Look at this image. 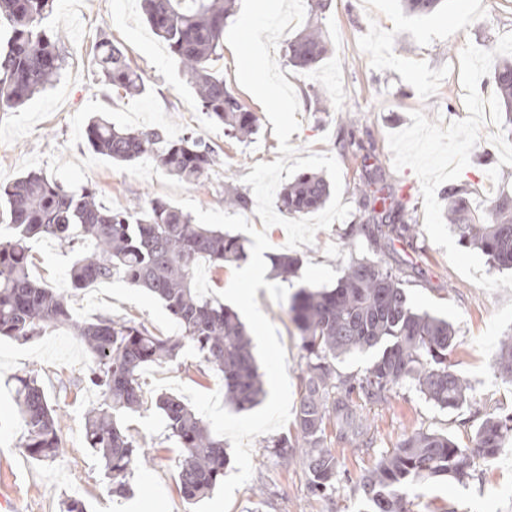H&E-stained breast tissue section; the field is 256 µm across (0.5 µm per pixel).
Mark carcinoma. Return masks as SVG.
Here are the masks:
<instances>
[{
    "mask_svg": "<svg viewBox=\"0 0 512 512\" xmlns=\"http://www.w3.org/2000/svg\"><path fill=\"white\" fill-rule=\"evenodd\" d=\"M235 0H143L146 20L182 63L201 110L224 125L225 134L244 142L258 128V117L226 87L215 70L222 58L224 23ZM443 0H403L406 10L428 15ZM54 0H0V21L12 27L9 50L0 54V111L22 105L52 85L65 64L59 43L44 27ZM327 0H315V21L288 40V63L305 72L318 68L330 51L323 27ZM99 80L126 93L145 90L142 72L108 40L97 46ZM496 90L507 124L512 125V58L496 56L482 78ZM88 143L116 163L152 156L167 172L186 181L207 174L213 158L199 138L167 137L159 128L120 127L102 116L86 128ZM367 223L354 224L375 247L413 235L403 207L386 204L371 183L356 188ZM321 175L302 172L279 195V206L290 214L321 208L330 197ZM448 208L443 219L467 247L479 249L498 268L512 269V196L502 195L488 210L470 203L467 190H444ZM249 196L232 188L224 206L249 208ZM0 213L12 229L0 240V337L30 341L49 329H66L88 355L86 383L99 401L85 412L87 447L97 453L112 491L125 490V479L145 456L125 426L126 416L148 404L140 374L149 363L177 361L193 347L206 366L224 376V399L238 411L253 407L264 394L263 375L252 343L238 315L205 297L196 288L194 266L207 259L222 268L243 262V240L222 229L192 223L191 217L160 198L138 201L122 211L97 203L89 189L76 192L43 173L30 172L0 185ZM42 237L69 248L81 246L68 271L70 290L60 291L34 281L28 274V241ZM272 266L282 278L296 274L298 257L279 253ZM118 278L147 290L161 301L180 333L165 336L133 320L99 317L73 319L70 299L91 285ZM287 314L299 333L305 359L303 386L292 430L271 442L285 466L301 449V464L310 491L326 497L336 490L338 461L328 441V427L353 448L373 443L374 430L363 411L368 403L387 400L405 382L442 409L468 402L469 386L451 370L456 332L448 320L411 307L399 267L369 258L351 260L332 288L300 287L288 298ZM375 352L359 379L342 376L336 361L353 353ZM494 368L512 380V333L498 344ZM15 401L26 436L23 452L37 462H53L65 453L59 406L28 372L14 378ZM154 404L166 419L169 437L181 448L177 479L184 498L207 496L224 480L227 457L224 439L181 399L160 394ZM512 442V415H486L474 434V445L462 448L446 434L418 431L384 452L360 481L367 512H409L408 495L416 484L446 476L458 481L468 475L475 458L491 460Z\"/></svg>",
    "mask_w": 512,
    "mask_h": 512,
    "instance_id": "obj_1",
    "label": "carcinoma"
}]
</instances>
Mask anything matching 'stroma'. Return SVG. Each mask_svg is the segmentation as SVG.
Listing matches in <instances>:
<instances>
[{
	"label": "stroma",
	"mask_w": 512,
	"mask_h": 512,
	"mask_svg": "<svg viewBox=\"0 0 512 512\" xmlns=\"http://www.w3.org/2000/svg\"><path fill=\"white\" fill-rule=\"evenodd\" d=\"M45 27L60 36L65 66L60 78L24 106L0 112V183L6 184L30 171L49 173L50 158L79 161L94 154L85 127L92 115L140 129L161 127L170 138L191 133L210 147L214 163L194 184H183L181 194L202 209H223L228 186L250 192L244 181L255 163L273 162L278 141L264 107L236 79L235 56L223 47L216 69L228 88L259 118L252 139L241 143L224 134L198 105L178 59L151 31L141 0H96L65 14L55 5ZM324 27L332 51L317 70L292 67L286 46L292 31H285L274 57L295 91L319 88L335 102L332 112L317 111L301 103L300 122L290 145L301 157L333 156L340 165L342 203L351 207L347 219L316 232L309 245L287 248L282 226L266 229L272 253L286 250L303 261L298 277L286 284L288 292L302 286L333 287L344 266L355 257H367L400 267L409 303L416 309L448 318L458 346L451 357L454 371L471 386L468 402L458 409H442L406 383L395 389L387 403L368 406L376 428L371 448H351L333 443L338 459L336 491L328 498L313 496L301 464L283 466L269 444L277 432L255 437L251 443L253 474L233 496L230 512H363L359 484L366 469L382 452L411 432L424 429L448 435L468 445L485 414L512 412V382L494 369L498 341L512 332V288L489 292L458 273L443 248L432 243L424 228L421 182L408 167L395 169L388 145L389 133L410 126L412 111H423L429 120L450 123L466 117L465 90L460 80V53L466 44L488 49L500 35L512 33V0H470L467 14H460L459 0H444L434 13L415 15L400 0H331ZM109 39L120 47L132 65L148 79L140 96L102 86L96 74V45ZM357 112L354 126L340 119L341 110ZM484 121L480 138L470 152V163L457 183L472 202L489 206L504 192L512 193V165H500L498 181L487 175L499 163L491 137L499 131ZM512 143V126L501 129ZM371 181L393 202L407 208L415 226L414 237L380 250L366 238L349 237V225L364 221L366 213L354 192L359 183ZM96 200L110 210H123L133 200L147 196L171 200V190L158 179L143 180L108 167L91 168L84 180ZM30 274L40 283L63 289L72 261L68 249L57 241L33 242ZM261 310L275 326L286 352L292 394H299L304 361L299 336L286 313V302L259 291ZM77 320L92 321L102 315L144 323L149 330L171 335L178 326L161 302L146 291L115 280L79 291L71 301ZM88 364L83 347L63 329L47 331L21 343L0 339V483H11L18 512H61L60 502L82 497L88 512H124L135 502L158 507L159 512H192L177 485L179 452L168 436L163 414L156 408L132 413L129 423L148 454L126 478V490L116 494L98 456L87 448L84 413L96 400L95 391L79 385ZM35 372L45 392L56 398L64 415L67 448L55 462L43 464L21 450L26 427L13 397L16 375ZM171 378L195 390L223 391L220 375L199 366V357L185 349L180 364L155 367L141 378L147 400H154L153 379ZM411 512H512V450L492 460H476L463 480L441 478L415 488Z\"/></svg>",
	"instance_id": "obj_1"
}]
</instances>
